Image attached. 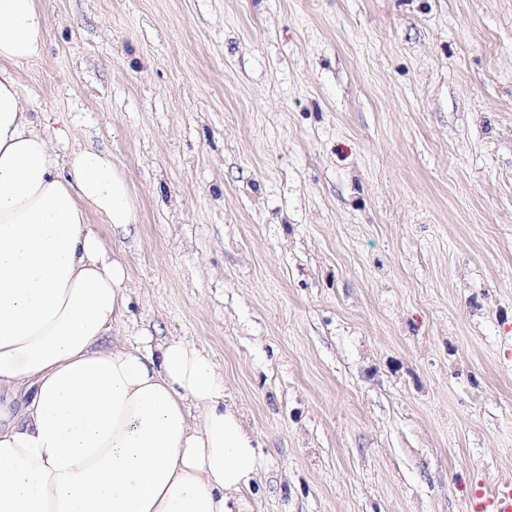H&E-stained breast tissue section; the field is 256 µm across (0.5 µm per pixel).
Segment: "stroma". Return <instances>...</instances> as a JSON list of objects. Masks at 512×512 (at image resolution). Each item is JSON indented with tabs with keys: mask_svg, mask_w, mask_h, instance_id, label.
<instances>
[{
	"mask_svg": "<svg viewBox=\"0 0 512 512\" xmlns=\"http://www.w3.org/2000/svg\"><path fill=\"white\" fill-rule=\"evenodd\" d=\"M39 3L23 108L134 199L90 223L109 341L223 374L236 512H466L512 474V0Z\"/></svg>",
	"mask_w": 512,
	"mask_h": 512,
	"instance_id": "obj_1",
	"label": "stroma"
}]
</instances>
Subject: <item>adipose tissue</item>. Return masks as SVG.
I'll return each mask as SVG.
<instances>
[{"label":"adipose tissue","instance_id":"ef3b65f1","mask_svg":"<svg viewBox=\"0 0 512 512\" xmlns=\"http://www.w3.org/2000/svg\"><path fill=\"white\" fill-rule=\"evenodd\" d=\"M46 38L38 0H0V512H231L261 459L223 375L177 339L103 342L126 269L89 220L135 206L111 155L58 156L24 112L12 69Z\"/></svg>","mask_w":512,"mask_h":512}]
</instances>
